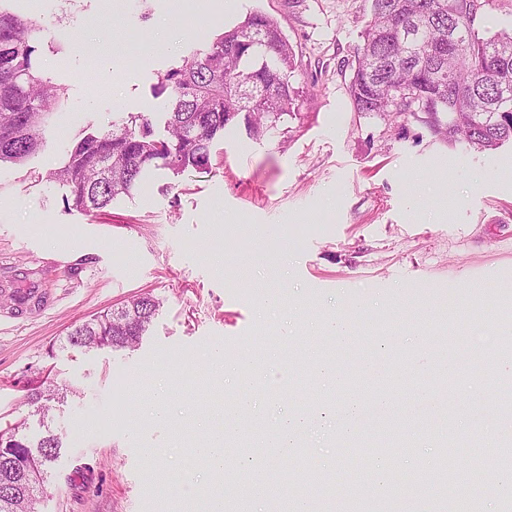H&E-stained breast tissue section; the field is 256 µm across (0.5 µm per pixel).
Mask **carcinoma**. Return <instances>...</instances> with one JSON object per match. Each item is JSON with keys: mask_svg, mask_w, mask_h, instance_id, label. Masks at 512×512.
I'll use <instances>...</instances> for the list:
<instances>
[{"mask_svg": "<svg viewBox=\"0 0 512 512\" xmlns=\"http://www.w3.org/2000/svg\"><path fill=\"white\" fill-rule=\"evenodd\" d=\"M0 0V164H24L43 146L42 132L61 106L63 89L35 65L42 30L33 17ZM489 0H372L352 65L348 95L356 112L412 117L449 143L492 150L512 141V31L484 36L476 28ZM295 52L277 22L251 12L237 26L195 49L182 64L157 75L156 96L169 93L164 130L146 112H123L103 134L88 133L46 180L66 190L67 206L94 212L131 197L151 169L178 176L212 171L211 146L224 130L243 124L260 139L300 111L309 89L291 82ZM159 301L150 293L74 327L72 347H137ZM26 422L0 432V512H37L46 464L60 453L47 433L36 449ZM512 471V448L448 468L436 460L435 478L466 485L474 474ZM311 512H359L352 500L309 502Z\"/></svg>", "mask_w": 512, "mask_h": 512, "instance_id": "obj_1", "label": "carcinoma"}]
</instances>
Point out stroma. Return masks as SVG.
<instances>
[{
    "label": "stroma",
    "instance_id": "obj_1",
    "mask_svg": "<svg viewBox=\"0 0 512 512\" xmlns=\"http://www.w3.org/2000/svg\"><path fill=\"white\" fill-rule=\"evenodd\" d=\"M193 3L186 23L181 0L13 2L19 13L40 15L35 63L66 89L42 149L24 164L0 165V262L34 277L53 270L54 300L39 315L20 317L0 304V429L22 420L30 443L49 431L62 442L48 465L42 512H178L182 497L157 493V477L190 473L195 484L207 483L190 463L189 437L207 435L224 418L223 405L202 389L187 391L184 380H214L230 397L213 356L245 352L272 384L292 391L268 407V417L315 402L321 382L299 371L285 343L289 324L345 304L358 336L333 357L339 373L374 377L364 399L384 391L403 412L435 397L447 361L463 367L493 356L498 369L483 373L480 387L465 378L456 385L466 411L421 410L408 453L326 439L314 421L301 451L264 455L271 483L288 486L305 464L342 474L351 461L372 478L382 457L426 485L440 428L450 459L497 453L512 359L473 339L512 317V142L477 151L438 140L410 117L353 110L350 66L371 0ZM253 11L278 23L296 54L293 81L310 91L300 114L285 117V132L256 140L244 126L228 127L213 147L211 174L158 170L134 196L91 213L68 208L58 186L34 181L59 167L81 136L111 130L118 113L148 112L163 126L170 104L152 92L158 73ZM131 30L152 51L128 62ZM101 44L124 61L108 76L89 64ZM263 253L282 254L281 268L269 271ZM244 261L252 265L246 281L237 273ZM147 292L160 307L136 348L66 344L75 325ZM273 292L287 295L286 307L265 309ZM452 300L464 308L480 301L483 318L457 332ZM448 337L450 352L440 347ZM46 378L65 391L49 399L44 419L25 398ZM157 404L170 423L151 420ZM471 435L477 449L460 447Z\"/></svg>",
    "mask_w": 512,
    "mask_h": 512
}]
</instances>
